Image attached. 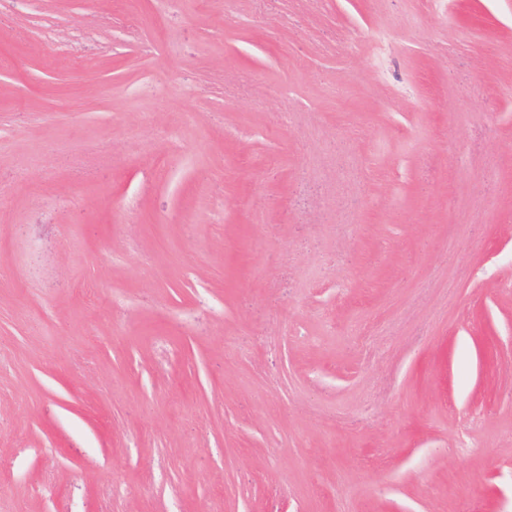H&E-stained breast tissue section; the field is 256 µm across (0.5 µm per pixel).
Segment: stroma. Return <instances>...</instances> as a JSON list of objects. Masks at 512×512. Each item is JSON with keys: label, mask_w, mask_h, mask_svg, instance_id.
<instances>
[{"label": "stroma", "mask_w": 512, "mask_h": 512, "mask_svg": "<svg viewBox=\"0 0 512 512\" xmlns=\"http://www.w3.org/2000/svg\"><path fill=\"white\" fill-rule=\"evenodd\" d=\"M509 87L512 0H0V512H512Z\"/></svg>", "instance_id": "stroma-1"}]
</instances>
